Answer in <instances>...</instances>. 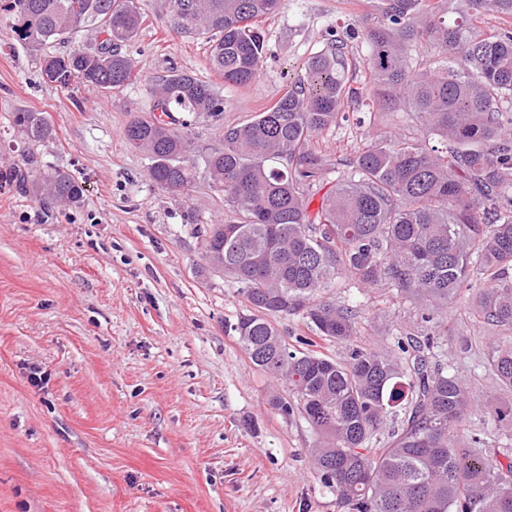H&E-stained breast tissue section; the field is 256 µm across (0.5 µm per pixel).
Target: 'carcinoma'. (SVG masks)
Returning <instances> with one entry per match:
<instances>
[{
  "mask_svg": "<svg viewBox=\"0 0 512 512\" xmlns=\"http://www.w3.org/2000/svg\"><path fill=\"white\" fill-rule=\"evenodd\" d=\"M280 4L169 0L168 24L205 39L211 70L224 86L242 88L266 53L260 23ZM369 4L361 86H353L356 64L338 36L309 58L302 79L248 122L224 128V147L205 154L214 191L238 216L207 225L205 252L240 284L251 313L231 330L255 366L288 378L292 397H275L272 406L285 417L300 414L317 433L313 464L341 503L352 512H512V460L473 450L477 437L466 443V387L427 354L443 324L435 315L472 277L481 286L470 309L512 333V118H505L512 112V27L487 33L478 26L489 11L512 18V0H466L464 16L454 20L448 0ZM0 10L54 85L82 83L107 96L132 80L121 46L144 21L138 0H4ZM81 31L98 40L42 54ZM422 44L441 60L415 64ZM153 95L152 113L134 118L124 138L149 155L155 185L187 192L198 174L191 120L221 121L224 96L179 69L159 77ZM364 98L382 112L411 113L422 136L368 143L312 212L308 190L320 185L326 163L312 141ZM13 124L34 142L55 135L44 112H16ZM31 173L16 171V187L43 199L80 200L82 189L67 171L38 180ZM341 272L363 285L396 288L435 330L398 339V355L352 345L353 309L320 296ZM267 313L303 315L315 335L347 346L345 358L289 349ZM488 363L512 391V340L491 344ZM402 403L391 445L373 447L391 408ZM492 418L512 432V405L494 408Z\"/></svg>",
  "mask_w": 512,
  "mask_h": 512,
  "instance_id": "cac0c4a2",
  "label": "carcinoma"
}]
</instances>
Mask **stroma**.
Masks as SVG:
<instances>
[{"mask_svg": "<svg viewBox=\"0 0 512 512\" xmlns=\"http://www.w3.org/2000/svg\"><path fill=\"white\" fill-rule=\"evenodd\" d=\"M142 4L145 20L124 48L137 76L108 98L45 82L0 12V512H349L311 464L315 432L269 404L287 384L254 366L231 329L250 307L202 246L204 225L230 216L223 201L203 175L185 194L159 188L150 159L125 142L169 68L217 79L205 42L170 28L167 0ZM361 27L347 0H283L261 25L257 78L224 89L221 124H194L199 151L278 99L333 34L364 59ZM20 110L48 113L54 137L29 141L13 124ZM390 131L421 134L405 113L365 101L315 137L324 187L342 176V159ZM30 157L37 175L67 170L83 188L79 202L18 190L10 176ZM322 296L355 307L364 348L390 351L396 333L430 330L385 285L341 274ZM471 296L465 288L449 300L434 358L469 391L466 434L483 452L512 456V436L488 411L512 403L487 363L496 329L471 314ZM271 321L290 349L312 338L316 352L346 353L314 338L302 317Z\"/></svg>", "mask_w": 512, "mask_h": 512, "instance_id": "obj_1", "label": "stroma"}]
</instances>
